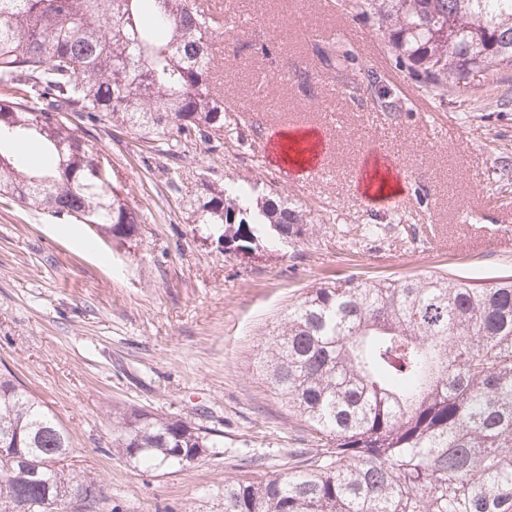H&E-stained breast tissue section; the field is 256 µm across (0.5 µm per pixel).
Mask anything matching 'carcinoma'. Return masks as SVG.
Masks as SVG:
<instances>
[{
    "mask_svg": "<svg viewBox=\"0 0 512 512\" xmlns=\"http://www.w3.org/2000/svg\"><path fill=\"white\" fill-rule=\"evenodd\" d=\"M374 20L407 77L442 100L476 76L512 72V0H340ZM196 0H0V197L95 227L104 241L138 234V206L96 143L64 117L134 130L157 154L223 149L227 113L213 91L212 47L224 34ZM321 56L355 57L329 40ZM368 92L397 119L403 106L367 71ZM41 143L25 169L15 148ZM192 223L237 258L306 236L303 210L256 179L200 181ZM257 366L319 449L299 469L226 480L220 512H512V276L324 283L306 291L265 341ZM224 441L175 416L112 412V454L182 469ZM70 436L11 374H0V500L49 502L95 487L55 464Z\"/></svg>",
    "mask_w": 512,
    "mask_h": 512,
    "instance_id": "carcinoma-1",
    "label": "carcinoma"
}]
</instances>
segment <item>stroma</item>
Returning <instances> with one entry per match:
<instances>
[{
  "mask_svg": "<svg viewBox=\"0 0 512 512\" xmlns=\"http://www.w3.org/2000/svg\"><path fill=\"white\" fill-rule=\"evenodd\" d=\"M198 2L243 22L214 54L245 146L159 157L129 128L80 125L143 213L138 235L121 244L0 201V372L45 402L70 435L72 466L99 486L96 505L76 512H211L222 480L270 476L313 454L311 431L254 368L308 289L429 275L485 286L512 275V79L482 78L480 103L452 92L421 106L375 22L331 0ZM323 28L355 32L345 47L356 59L383 58L377 72L404 100L401 118L337 95L340 80L363 73L325 64L312 36ZM271 38L278 51L259 54ZM302 124L327 141L325 173L290 175L264 151L272 128ZM370 147L398 158L409 184L401 206L360 197L356 170ZM244 177L302 207L309 231L296 247L242 260L203 242L204 226L189 220L200 180ZM374 224L387 225L383 239L361 237ZM118 406L191 420L221 435L223 451L181 471L133 467L109 452Z\"/></svg>",
  "mask_w": 512,
  "mask_h": 512,
  "instance_id": "obj_1",
  "label": "stroma"
}]
</instances>
